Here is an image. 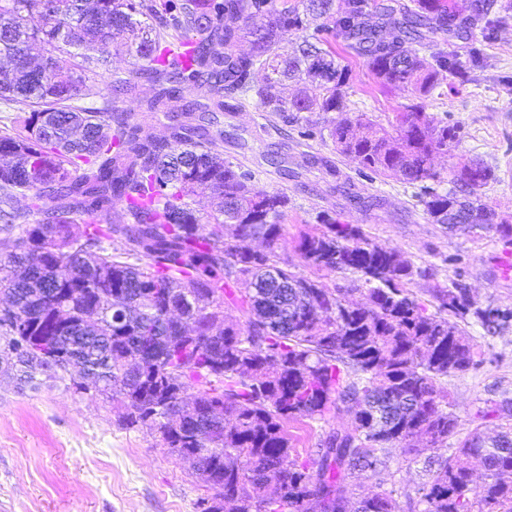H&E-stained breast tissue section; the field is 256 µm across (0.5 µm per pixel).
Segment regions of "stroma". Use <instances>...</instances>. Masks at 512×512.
<instances>
[{
  "label": "stroma",
  "mask_w": 512,
  "mask_h": 512,
  "mask_svg": "<svg viewBox=\"0 0 512 512\" xmlns=\"http://www.w3.org/2000/svg\"><path fill=\"white\" fill-rule=\"evenodd\" d=\"M497 0L480 28L465 38H450L449 53L469 58L458 74L446 78L442 96L424 99L435 120L457 132L447 153L435 160L443 177L440 190L453 189L454 166L481 161L495 169L496 181L482 188L483 201L500 224L512 225V9ZM341 59L352 73L351 115L366 114L382 126L393 123L416 96L381 86L363 61ZM331 112H309L288 122L247 107L224 115V157L255 172L257 185L285 193L289 200L284 231L275 250L292 271L319 277L331 287L352 289L348 273H315L298 251L302 234L318 231L317 215L358 224L372 243L400 250L422 271L409 286L419 299L431 301L438 288L460 284L479 306L512 312V241L496 232L482 236L430 223L420 197L422 184L361 172L337 154L328 135ZM380 198L367 210L349 194ZM466 333L475 348V366L448 376L459 431H498L512 424V320L496 335L477 323ZM121 397L47 383L17 391L0 381V512H200L209 491L187 464L165 448L158 433L125 429ZM349 405L325 416L288 422L293 456L315 457L321 441L333 431L350 430ZM422 462L401 448L390 451L387 469L365 473L361 493L391 491L396 512H414L425 482Z\"/></svg>",
  "instance_id": "35a3bbf8"
}]
</instances>
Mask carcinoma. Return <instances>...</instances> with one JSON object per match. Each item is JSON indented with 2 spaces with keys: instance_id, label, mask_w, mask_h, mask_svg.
<instances>
[{
  "instance_id": "1",
  "label": "carcinoma",
  "mask_w": 512,
  "mask_h": 512,
  "mask_svg": "<svg viewBox=\"0 0 512 512\" xmlns=\"http://www.w3.org/2000/svg\"><path fill=\"white\" fill-rule=\"evenodd\" d=\"M494 0H476L469 27ZM261 14L266 24L249 18ZM321 20L288 46V33ZM448 0H0V104L27 115L0 129V348L16 358V388L65 381L74 357L93 391L124 400L125 429L157 432L238 512H396L392 493L355 495L352 481L387 467L388 449L413 458L458 434L441 379L474 365L457 320L494 333L508 315L472 308L465 289L439 288L434 310L407 289L422 271L373 245L358 224L332 217L305 234L309 266L357 275L362 299L330 289L280 261L288 196L258 188L255 174L227 161L224 131L206 112H235L250 100L288 113L345 112L351 74L324 38L362 59L383 85L424 99L440 87L447 37L459 33ZM128 58L126 69L112 68ZM126 96L144 79L135 113L100 96L89 74ZM190 90L198 99L184 101ZM168 134L155 133L159 116ZM336 150L378 176L407 183L440 179L434 159L455 128L413 103L386 129L366 115L332 122ZM493 168L462 166L455 191L426 193L429 220L512 238L494 223L480 191ZM215 202L205 208L200 191ZM233 227L237 243L224 240ZM261 235L268 249L247 246ZM118 240L122 251L105 243ZM245 280L242 326L224 319V294ZM183 307L193 333L177 329ZM196 390L197 411L177 423L170 406ZM356 405L352 428L327 435L318 459L291 457L285 424ZM486 475L472 482L470 463ZM419 512H512V427L478 431L448 455L426 460ZM282 496L269 499L268 480Z\"/></svg>"
}]
</instances>
